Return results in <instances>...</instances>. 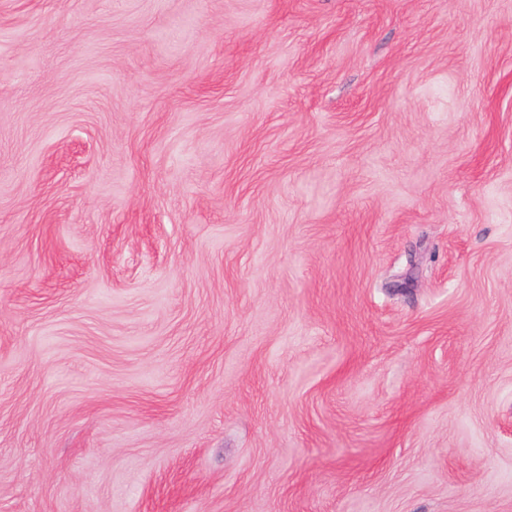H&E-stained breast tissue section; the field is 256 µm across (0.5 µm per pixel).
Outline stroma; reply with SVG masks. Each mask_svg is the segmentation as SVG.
I'll return each instance as SVG.
<instances>
[{
	"label": "stroma",
	"instance_id": "35a3bbf8",
	"mask_svg": "<svg viewBox=\"0 0 512 512\" xmlns=\"http://www.w3.org/2000/svg\"><path fill=\"white\" fill-rule=\"evenodd\" d=\"M0 512H512V0H0Z\"/></svg>",
	"mask_w": 512,
	"mask_h": 512
}]
</instances>
